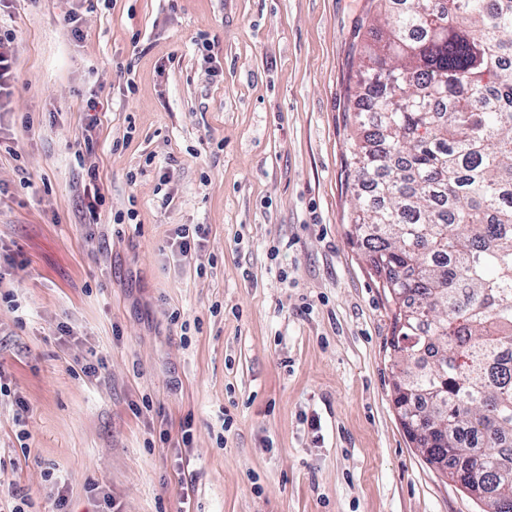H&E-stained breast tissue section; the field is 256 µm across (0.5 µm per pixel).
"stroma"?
Wrapping results in <instances>:
<instances>
[{
  "mask_svg": "<svg viewBox=\"0 0 512 512\" xmlns=\"http://www.w3.org/2000/svg\"><path fill=\"white\" fill-rule=\"evenodd\" d=\"M377 12L10 0L0 13L17 58L0 102V512H55L61 495L98 512L103 494L118 512H481L400 424L394 305L351 239L354 90ZM92 118L94 221L74 157ZM180 224L208 230L189 259L169 246ZM93 355L98 376L75 375ZM187 417L193 444L174 447Z\"/></svg>",
  "mask_w": 512,
  "mask_h": 512,
  "instance_id": "1",
  "label": "stroma"
}]
</instances>
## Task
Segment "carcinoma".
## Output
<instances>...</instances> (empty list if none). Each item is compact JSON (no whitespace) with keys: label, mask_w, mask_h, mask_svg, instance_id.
<instances>
[{"label":"carcinoma","mask_w":512,"mask_h":512,"mask_svg":"<svg viewBox=\"0 0 512 512\" xmlns=\"http://www.w3.org/2000/svg\"><path fill=\"white\" fill-rule=\"evenodd\" d=\"M353 218L394 302V404L426 460L512 512V0H381Z\"/></svg>","instance_id":"carcinoma-1"}]
</instances>
